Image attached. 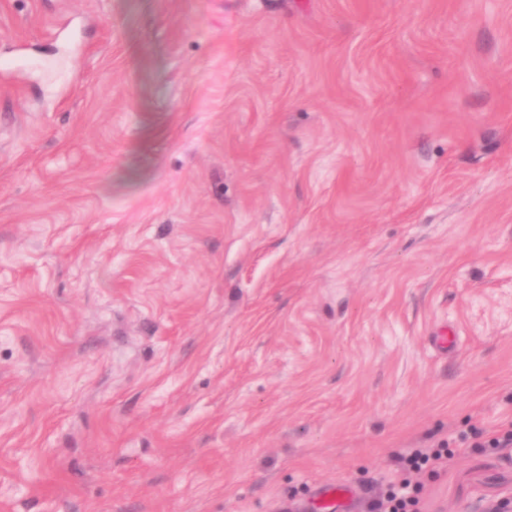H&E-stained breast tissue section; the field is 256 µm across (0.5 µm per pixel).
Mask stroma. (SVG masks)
Returning a JSON list of instances; mask_svg holds the SVG:
<instances>
[{
	"label": "stroma",
	"mask_w": 512,
	"mask_h": 512,
	"mask_svg": "<svg viewBox=\"0 0 512 512\" xmlns=\"http://www.w3.org/2000/svg\"><path fill=\"white\" fill-rule=\"evenodd\" d=\"M511 425L512 0H0V512H370L443 441L486 512ZM448 456V448H415L403 460L411 469L418 471L426 466L440 465Z\"/></svg>",
	"instance_id": "stroma-1"
}]
</instances>
